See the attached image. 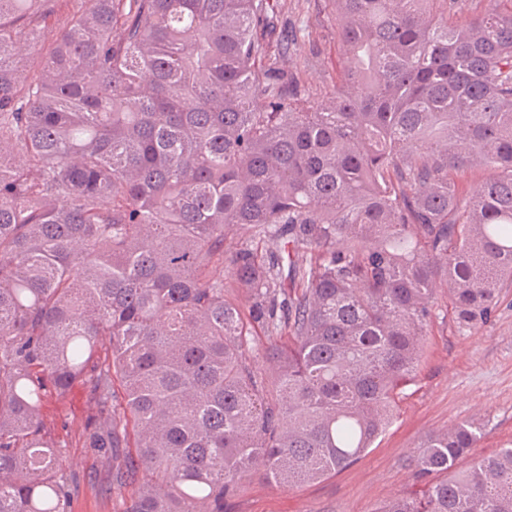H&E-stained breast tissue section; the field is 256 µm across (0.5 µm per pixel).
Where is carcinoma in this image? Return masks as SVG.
I'll list each match as a JSON object with an SVG mask.
<instances>
[{
    "mask_svg": "<svg viewBox=\"0 0 512 512\" xmlns=\"http://www.w3.org/2000/svg\"><path fill=\"white\" fill-rule=\"evenodd\" d=\"M54 2L0 0V512H70L50 389L86 397L83 447L125 449L121 512L354 464L433 319L483 325L512 282V0H332L316 107L270 0ZM481 434L429 436L420 494L376 512H512V446L458 468Z\"/></svg>",
    "mask_w": 512,
    "mask_h": 512,
    "instance_id": "cac0c4a2",
    "label": "carcinoma"
}]
</instances>
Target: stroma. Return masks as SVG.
Instances as JSON below:
<instances>
[{
  "instance_id": "obj_1",
  "label": "stroma",
  "mask_w": 512,
  "mask_h": 512,
  "mask_svg": "<svg viewBox=\"0 0 512 512\" xmlns=\"http://www.w3.org/2000/svg\"><path fill=\"white\" fill-rule=\"evenodd\" d=\"M273 2L282 23L298 32L284 55L288 68L315 89L332 85L342 56L327 0ZM87 415L80 392H47L44 422L70 443L63 459L76 481L71 512H119L122 492L112 482L111 461L80 445ZM465 421L482 429L477 454L512 446L510 282L500 286L485 325L463 330L454 322L433 320L417 377L405 387L376 448L334 475L292 488L248 477L228 512H375L389 499L419 490L413 459L425 437Z\"/></svg>"
}]
</instances>
